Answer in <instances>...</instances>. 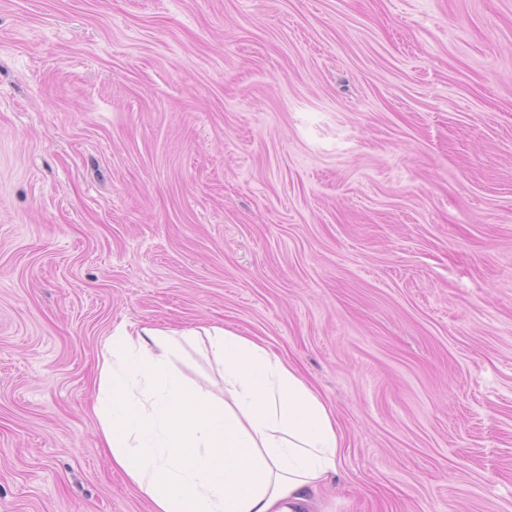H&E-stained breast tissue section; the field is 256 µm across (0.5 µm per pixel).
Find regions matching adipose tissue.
<instances>
[{
    "instance_id": "1",
    "label": "adipose tissue",
    "mask_w": 512,
    "mask_h": 512,
    "mask_svg": "<svg viewBox=\"0 0 512 512\" xmlns=\"http://www.w3.org/2000/svg\"><path fill=\"white\" fill-rule=\"evenodd\" d=\"M182 343L216 365L223 401L173 369ZM98 385L101 440L152 512H313L336 470L332 411L278 355L228 329L116 327Z\"/></svg>"
}]
</instances>
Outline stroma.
<instances>
[{"instance_id":"35a3bbf8","label":"stroma","mask_w":512,"mask_h":512,"mask_svg":"<svg viewBox=\"0 0 512 512\" xmlns=\"http://www.w3.org/2000/svg\"><path fill=\"white\" fill-rule=\"evenodd\" d=\"M120 325L294 366L318 512H512V0H0V512H149Z\"/></svg>"}]
</instances>
